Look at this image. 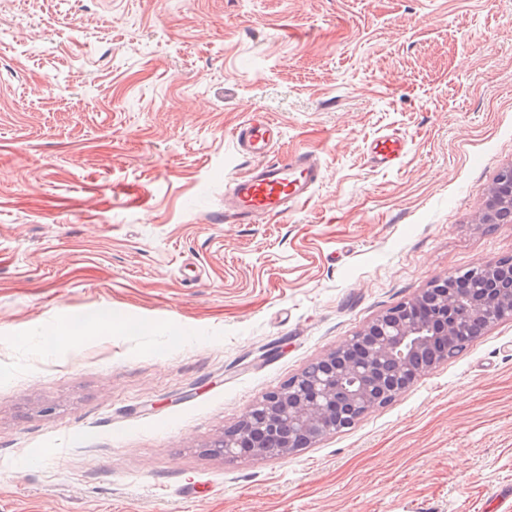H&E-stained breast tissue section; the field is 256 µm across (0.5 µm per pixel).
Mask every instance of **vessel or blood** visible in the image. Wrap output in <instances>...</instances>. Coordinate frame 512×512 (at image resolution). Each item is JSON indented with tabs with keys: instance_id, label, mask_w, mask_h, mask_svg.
Here are the masks:
<instances>
[{
	"instance_id": "obj_1",
	"label": "vessel or blood",
	"mask_w": 512,
	"mask_h": 512,
	"mask_svg": "<svg viewBox=\"0 0 512 512\" xmlns=\"http://www.w3.org/2000/svg\"><path fill=\"white\" fill-rule=\"evenodd\" d=\"M280 133L276 122L264 119L248 120L237 127L238 151L255 158L256 164L247 176L230 183L224 204L225 217L250 224L311 199L322 170L306 152L285 160L270 159V148ZM405 151V142L394 135L381 136L370 147L374 165L385 169L395 167Z\"/></svg>"
}]
</instances>
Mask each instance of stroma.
Segmentation results:
<instances>
[{"label": "stroma", "instance_id": "obj_1", "mask_svg": "<svg viewBox=\"0 0 512 512\" xmlns=\"http://www.w3.org/2000/svg\"><path fill=\"white\" fill-rule=\"evenodd\" d=\"M256 116L322 179L227 222ZM510 164L512 0H0V512H498L508 319L293 456L206 448L432 280L512 257V223L475 222ZM405 151V142L394 135L381 136L370 147V155L374 166L385 169L395 167Z\"/></svg>", "mask_w": 512, "mask_h": 512}]
</instances>
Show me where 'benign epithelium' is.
Masks as SVG:
<instances>
[{"instance_id": "1", "label": "benign epithelium", "mask_w": 512, "mask_h": 512, "mask_svg": "<svg viewBox=\"0 0 512 512\" xmlns=\"http://www.w3.org/2000/svg\"><path fill=\"white\" fill-rule=\"evenodd\" d=\"M512 222V165L488 189L477 224ZM430 282L412 300L377 316L280 389L265 394L208 445L211 455L256 460L288 457L352 427L448 361V346L512 320V265L490 261Z\"/></svg>"}]
</instances>
